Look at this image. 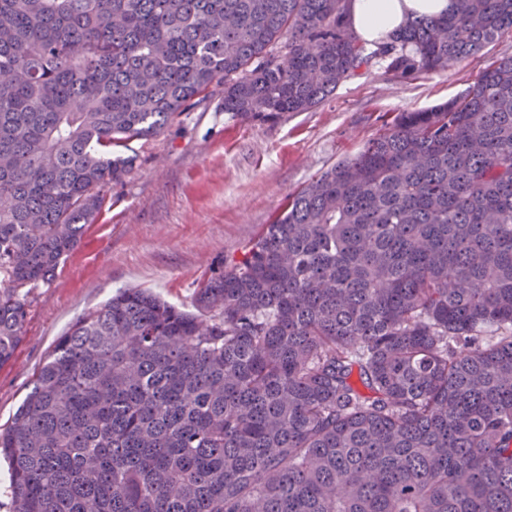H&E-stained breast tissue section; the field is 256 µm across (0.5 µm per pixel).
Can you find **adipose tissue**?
<instances>
[{
	"mask_svg": "<svg viewBox=\"0 0 512 512\" xmlns=\"http://www.w3.org/2000/svg\"><path fill=\"white\" fill-rule=\"evenodd\" d=\"M453 0H350L348 9L355 34L379 40L398 29L409 16H439Z\"/></svg>",
	"mask_w": 512,
	"mask_h": 512,
	"instance_id": "obj_1",
	"label": "adipose tissue"
}]
</instances>
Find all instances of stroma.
<instances>
[{
	"instance_id": "35a3bbf8",
	"label": "stroma",
	"mask_w": 512,
	"mask_h": 512,
	"mask_svg": "<svg viewBox=\"0 0 512 512\" xmlns=\"http://www.w3.org/2000/svg\"><path fill=\"white\" fill-rule=\"evenodd\" d=\"M504 57L510 31L444 71L399 78L372 62L314 109L264 123L230 118L217 88L161 134L131 142L130 173L103 188L79 246L25 298L22 339L0 366V425L77 318L125 288L194 311L199 284L258 237L288 194L358 153L397 113L447 101Z\"/></svg>"
}]
</instances>
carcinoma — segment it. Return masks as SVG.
<instances>
[{"label":"carcinoma","instance_id":"cac0c4a2","mask_svg":"<svg viewBox=\"0 0 512 512\" xmlns=\"http://www.w3.org/2000/svg\"><path fill=\"white\" fill-rule=\"evenodd\" d=\"M506 30L512 0L370 45L346 0H0V366L129 142ZM195 303L126 288L59 338L0 425L12 512H512V57L289 194Z\"/></svg>","mask_w":512,"mask_h":512}]
</instances>
